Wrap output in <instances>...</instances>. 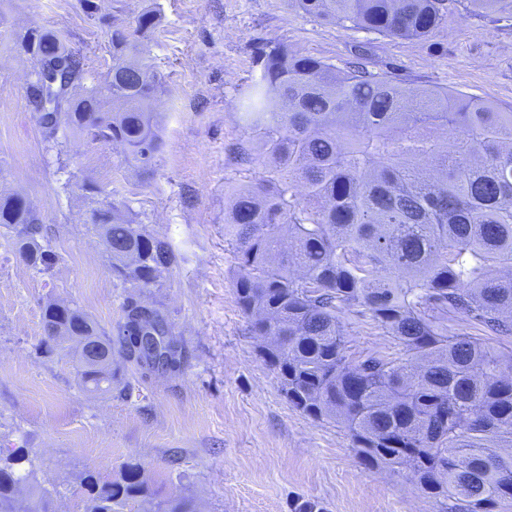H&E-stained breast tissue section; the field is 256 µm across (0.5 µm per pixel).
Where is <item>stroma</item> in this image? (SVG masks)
<instances>
[{
	"instance_id": "1",
	"label": "stroma",
	"mask_w": 512,
	"mask_h": 512,
	"mask_svg": "<svg viewBox=\"0 0 512 512\" xmlns=\"http://www.w3.org/2000/svg\"><path fill=\"white\" fill-rule=\"evenodd\" d=\"M0 0V195L20 194L39 218V243L56 256L37 270L0 225V448L32 451L33 476L55 512H84L82 477L119 478L140 463L150 493L193 512H436L405 474L365 469L346 430L293 409L260 356L235 298V248L224 235L229 188L258 178L240 164L246 138L237 105L260 74L258 50L283 43L346 72L353 61L418 86L512 107V0L503 12L465 13L444 0V27L426 43L325 22L294 0ZM158 10L143 42L163 77L151 109L161 146L149 168L122 146L64 132L47 143L27 94L35 63L16 33L64 35L85 84L112 66L110 29ZM110 209L170 243L173 260L137 289L116 278L93 224ZM158 309L178 363L154 365L112 350V390L85 391L76 362L48 350L47 302L82 308L106 332L128 299Z\"/></svg>"
}]
</instances>
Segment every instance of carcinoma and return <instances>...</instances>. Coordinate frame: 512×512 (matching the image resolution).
<instances>
[{
	"label": "carcinoma",
	"instance_id": "obj_1",
	"mask_svg": "<svg viewBox=\"0 0 512 512\" xmlns=\"http://www.w3.org/2000/svg\"><path fill=\"white\" fill-rule=\"evenodd\" d=\"M305 14L348 21L387 38L427 40L442 26L443 0H295ZM492 13L499 0H463ZM160 22L153 9L134 24L112 23V68L74 99L84 64L60 35L29 29L19 48L45 63L64 58L45 87L61 128L116 142L152 164L160 147L148 102L161 77L141 41ZM262 71L239 105L243 163L266 159L256 182L231 188L226 234L235 245L237 303L288 402L314 421L347 430L361 464L398 473L406 466L438 512H497L512 505V351L456 332L461 320L484 336H512V108L459 92L413 86L354 65L344 75L284 44L262 52ZM453 136L452 143L445 137ZM93 222L112 244V272L149 288L172 261L168 242L117 213ZM0 224L18 226L21 255L51 268L40 225L20 196L0 198ZM373 321L398 348L358 357L344 320ZM48 340L78 352L112 338L76 305L42 312ZM160 312L131 299L119 327L124 355L162 364L174 356ZM82 385L112 389V358H79ZM30 449L0 452V512H54L32 482ZM85 512H190L183 501L147 497L141 467L120 478H83Z\"/></svg>",
	"mask_w": 512,
	"mask_h": 512
}]
</instances>
